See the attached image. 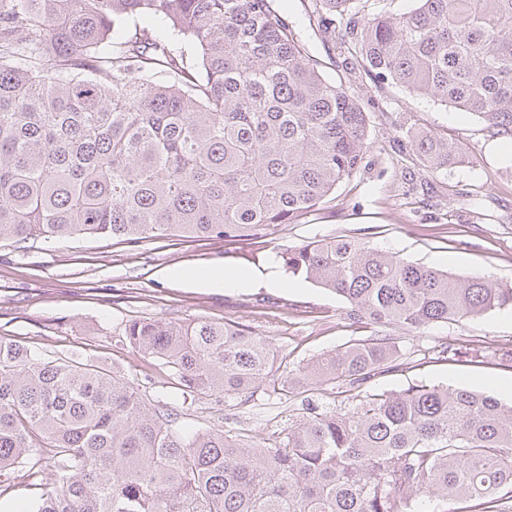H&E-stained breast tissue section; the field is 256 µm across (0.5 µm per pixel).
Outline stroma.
<instances>
[{
    "mask_svg": "<svg viewBox=\"0 0 512 512\" xmlns=\"http://www.w3.org/2000/svg\"><path fill=\"white\" fill-rule=\"evenodd\" d=\"M284 17L324 75L341 83L368 117L372 147L328 203L299 224H284L257 244L165 237L132 245L81 235L56 245L0 241V336L48 358L91 356L123 368L150 401L167 404L179 425L211 423L264 437L296 413L257 393L242 405L183 399L158 361L126 346L127 321L232 320L247 325L286 357L289 369L357 338H395L403 366L376 382L386 391L411 384L484 392L512 405V309L473 319L402 330L347 318L340 296L285 270L278 251L336 236L369 237L373 246L457 276L512 287V141L491 136L471 115L376 85L346 65L348 51L325 39L307 0H283ZM427 129L462 143L461 164L433 172L402 141L404 129ZM373 225L381 234L367 236ZM209 270L245 274L246 288L202 282ZM456 349L448 360L436 348Z\"/></svg>",
    "mask_w": 512,
    "mask_h": 512,
    "instance_id": "obj_1",
    "label": "stroma"
}]
</instances>
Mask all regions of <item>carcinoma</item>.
I'll return each instance as SVG.
<instances>
[{"label":"carcinoma","mask_w":512,"mask_h":512,"mask_svg":"<svg viewBox=\"0 0 512 512\" xmlns=\"http://www.w3.org/2000/svg\"><path fill=\"white\" fill-rule=\"evenodd\" d=\"M275 0H0V240L79 235L264 239L298 224L370 149L366 112L326 78ZM311 0L363 70L512 140V0ZM166 33L137 30L136 16ZM433 170L461 144L405 132ZM289 273L349 303L354 324L421 330L512 306V288L457 277L362 238L280 252ZM124 340L183 398L302 415L259 439L219 425L180 433L118 368L49 360L0 339V477L51 482L28 512H422L425 500L512 512V406L466 388L368 391L401 366L367 336L288 375L233 321L133 319ZM342 396L320 408L311 393Z\"/></svg>","instance_id":"1"}]
</instances>
